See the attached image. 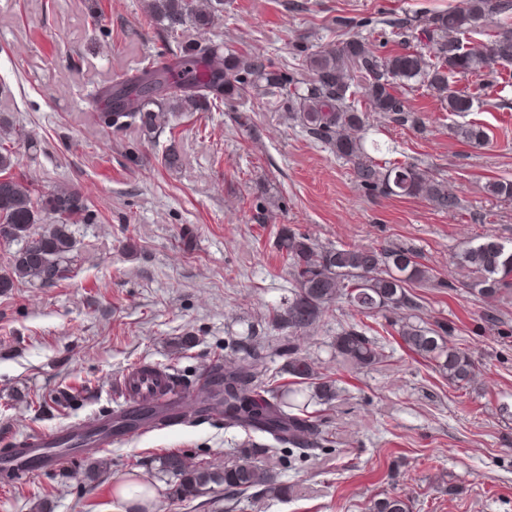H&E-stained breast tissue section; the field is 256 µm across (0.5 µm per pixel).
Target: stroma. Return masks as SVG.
<instances>
[{
	"label": "stroma",
	"instance_id": "obj_1",
	"mask_svg": "<svg viewBox=\"0 0 512 512\" xmlns=\"http://www.w3.org/2000/svg\"><path fill=\"white\" fill-rule=\"evenodd\" d=\"M461 0H224L211 25L183 37L255 52L274 65L294 43L310 50L341 40L336 17L426 16ZM146 0H0V117L22 129L19 170L48 189L79 188L98 220L72 228L66 279L51 286L0 288V448L72 421L115 410L114 384L151 364L184 380L183 405L200 396L205 369L225 356L230 336L274 335L268 313L292 286L277 248L282 228L322 246L417 249L436 278L416 287L421 317L455 327L452 343L470 347L477 370L455 390L409 352L384 319H369L384 363L356 370L337 364L331 343L357 321L347 303L300 337L302 355L343 388L333 405L311 404L335 441L295 466L273 464L284 495L227 500L215 486L191 501L175 494L160 462L238 459L249 434L225 428L222 414L193 426L123 436L103 452L32 476L0 478V512H120L112 480L132 475L153 485L151 512H369L387 493L410 498L412 512H512V293L488 302L469 286L478 276L456 255L491 233L512 247V203L492 197L489 180L512 179V85L478 95L465 114L446 112L425 89L408 96L426 133L392 127L374 115L381 160L413 162L447 181L460 210L436 211L408 197H376L350 164L307 140L264 98L233 99L220 110L176 115L172 132L141 142L135 129L105 131L89 107L114 75L141 68L163 48ZM102 9L100 26L89 14ZM249 113L251 130L233 116ZM489 126L493 144L458 140L452 125ZM176 146L179 168L157 162ZM139 147L148 162L128 167ZM278 209L269 224L251 220L256 185ZM496 308L498 323L483 322ZM461 492L449 495L448 485Z\"/></svg>",
	"mask_w": 512,
	"mask_h": 512
}]
</instances>
